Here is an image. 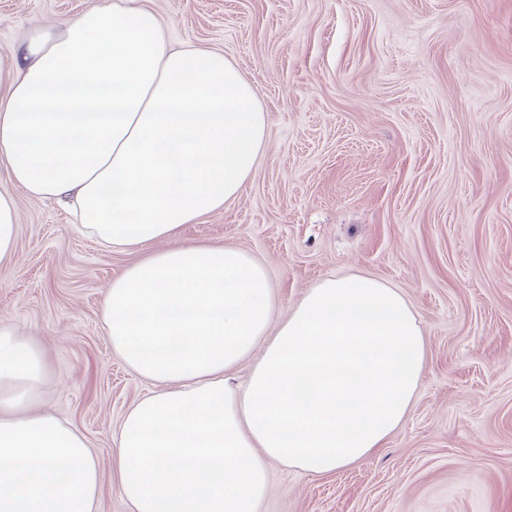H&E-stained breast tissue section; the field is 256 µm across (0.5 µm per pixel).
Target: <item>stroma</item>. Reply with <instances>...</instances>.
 <instances>
[{
	"label": "stroma",
	"mask_w": 512,
	"mask_h": 512,
	"mask_svg": "<svg viewBox=\"0 0 512 512\" xmlns=\"http://www.w3.org/2000/svg\"><path fill=\"white\" fill-rule=\"evenodd\" d=\"M103 0H0V51ZM170 41L223 53L267 114L240 196L184 241L260 260L285 317L321 279L365 274L409 300L426 366L405 424L329 474L278 465L263 512H512V0H143ZM19 209L0 321L44 350L36 411L86 438L100 512L122 416L147 386L101 323L107 252L51 200Z\"/></svg>",
	"instance_id": "1"
}]
</instances>
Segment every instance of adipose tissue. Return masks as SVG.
I'll return each mask as SVG.
<instances>
[{
    "label": "adipose tissue",
    "mask_w": 512,
    "mask_h": 512,
    "mask_svg": "<svg viewBox=\"0 0 512 512\" xmlns=\"http://www.w3.org/2000/svg\"><path fill=\"white\" fill-rule=\"evenodd\" d=\"M267 145L240 71L212 51L169 48L140 0H104L37 33L24 55L0 53V164L12 182L65 202L104 249L139 253L102 304L113 352L150 387L112 450L129 512H261L271 463L350 466L414 403L426 338L396 288L329 277L280 319L261 261L178 242L183 225L240 194ZM46 369L1 321L0 512H99L85 438L31 408Z\"/></svg>",
    "instance_id": "ef3b65f1"
}]
</instances>
